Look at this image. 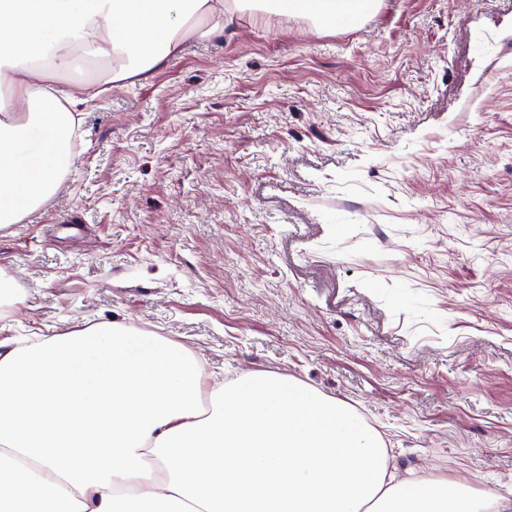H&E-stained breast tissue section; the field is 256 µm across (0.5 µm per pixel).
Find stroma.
I'll return each instance as SVG.
<instances>
[{"label": "stroma", "mask_w": 512, "mask_h": 512, "mask_svg": "<svg viewBox=\"0 0 512 512\" xmlns=\"http://www.w3.org/2000/svg\"><path fill=\"white\" fill-rule=\"evenodd\" d=\"M80 118L0 227L1 342L131 327L345 403L399 477L512 489V0L238 10ZM273 13L289 12L309 18L319 31L354 26L373 14L378 0H233Z\"/></svg>", "instance_id": "1"}]
</instances>
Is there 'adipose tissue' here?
Wrapping results in <instances>:
<instances>
[{"instance_id":"ef3b65f1","label":"adipose tissue","mask_w":512,"mask_h":512,"mask_svg":"<svg viewBox=\"0 0 512 512\" xmlns=\"http://www.w3.org/2000/svg\"><path fill=\"white\" fill-rule=\"evenodd\" d=\"M353 26L378 0H0V223L58 189L74 106L57 74L85 61L106 83L145 79L229 4ZM211 411H203V400ZM512 512V495L445 477L397 479L381 435L301 382L250 374L212 389L182 345L107 323L0 352V512Z\"/></svg>"}]
</instances>
